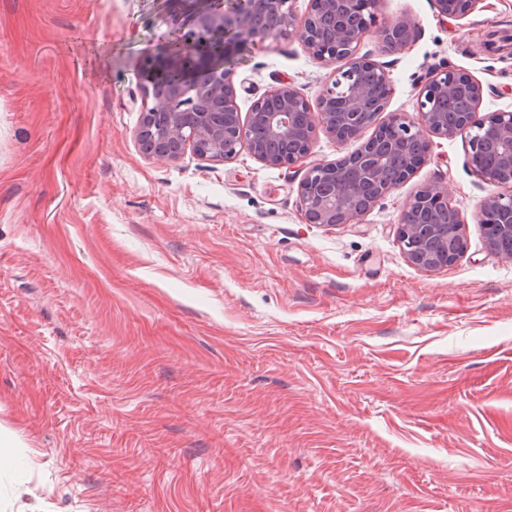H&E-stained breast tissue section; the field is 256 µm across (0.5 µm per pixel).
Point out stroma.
<instances>
[{
    "mask_svg": "<svg viewBox=\"0 0 512 512\" xmlns=\"http://www.w3.org/2000/svg\"><path fill=\"white\" fill-rule=\"evenodd\" d=\"M187 0H0V512H512V260L474 214L462 138L357 224L306 223L303 168L140 151L147 56ZM406 48L367 36L388 109L453 67L512 110V0H435ZM242 112L329 67L296 38L241 48ZM448 187L465 253L410 264L405 201ZM481 0H435L441 17L462 19L472 13Z\"/></svg>",
    "mask_w": 512,
    "mask_h": 512,
    "instance_id": "1",
    "label": "stroma"
}]
</instances>
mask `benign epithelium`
I'll return each instance as SVG.
<instances>
[{"label": "benign epithelium", "mask_w": 512, "mask_h": 512, "mask_svg": "<svg viewBox=\"0 0 512 512\" xmlns=\"http://www.w3.org/2000/svg\"><path fill=\"white\" fill-rule=\"evenodd\" d=\"M192 28L174 38L155 63L157 77L144 86L142 118L135 139L155 162L178 159L187 146L204 160L224 163L246 149L274 167L304 166L298 196L308 224H358L384 196L397 190L430 156L431 138L461 137L478 179L496 191L476 214L487 243L512 259V111L481 114L483 86L453 67L425 78L416 116L387 112L393 83L385 67L360 54L373 33L390 51L407 46L416 23L404 16L372 30L378 0H309L296 18L291 0H190ZM444 18L462 19L480 0H435ZM296 36L306 52L334 66L315 103L290 82L257 98L251 111L264 113V132L252 135L250 117L237 103L228 64L243 45ZM387 113L383 121L378 116ZM370 137L334 162L306 163L317 130L341 145ZM460 213L448 203V188L427 182L403 206L398 238L412 265L435 271L466 250Z\"/></svg>", "instance_id": "1"}]
</instances>
